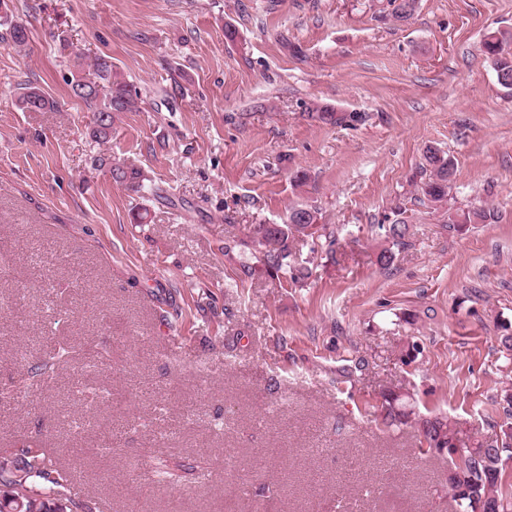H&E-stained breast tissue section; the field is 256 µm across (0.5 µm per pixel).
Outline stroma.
<instances>
[{"label":"stroma","instance_id":"35a3bbf8","mask_svg":"<svg viewBox=\"0 0 512 512\" xmlns=\"http://www.w3.org/2000/svg\"><path fill=\"white\" fill-rule=\"evenodd\" d=\"M385 5L9 0L29 41L0 26V466L39 440L110 512H455L444 460L380 406L399 390L488 442L505 417L512 90L481 42L512 33V0H418L404 23ZM103 54L144 103L98 144L68 80ZM28 83L57 111H21ZM315 102L365 119L319 123ZM430 146L456 167L449 207L495 223L447 229L412 181ZM296 205L336 231L331 252L294 243L302 286L236 246ZM398 210L408 245L383 266ZM107 160L109 159L99 156L94 159V162L98 166H105L107 164H111L110 162L108 163ZM110 172L113 181H115L116 183L125 184L135 192H140L145 189L151 188V185H148L146 182L149 180L139 169L125 167L120 164H111Z\"/></svg>","mask_w":512,"mask_h":512}]
</instances>
